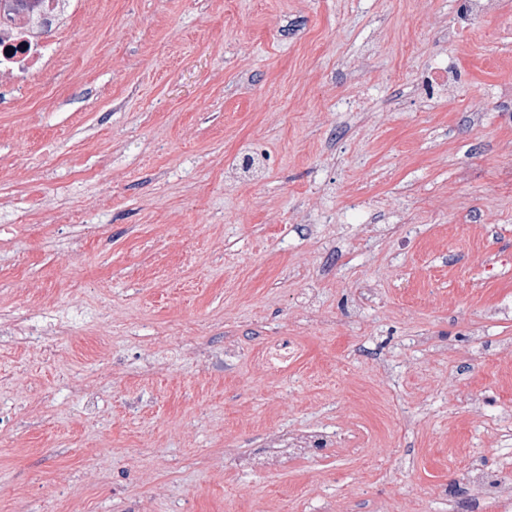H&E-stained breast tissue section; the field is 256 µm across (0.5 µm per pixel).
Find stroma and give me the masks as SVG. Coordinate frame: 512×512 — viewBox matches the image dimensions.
I'll return each mask as SVG.
<instances>
[{
	"instance_id": "1",
	"label": "stroma",
	"mask_w": 512,
	"mask_h": 512,
	"mask_svg": "<svg viewBox=\"0 0 512 512\" xmlns=\"http://www.w3.org/2000/svg\"><path fill=\"white\" fill-rule=\"evenodd\" d=\"M40 35L0 71V512H512V0Z\"/></svg>"
}]
</instances>
